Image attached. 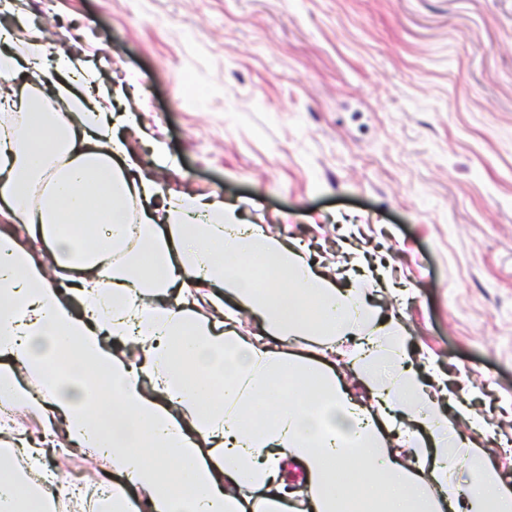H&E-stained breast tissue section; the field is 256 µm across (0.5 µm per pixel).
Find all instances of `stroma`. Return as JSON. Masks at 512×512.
<instances>
[{
	"mask_svg": "<svg viewBox=\"0 0 512 512\" xmlns=\"http://www.w3.org/2000/svg\"><path fill=\"white\" fill-rule=\"evenodd\" d=\"M0 26L93 63L164 190L385 272L512 479V0H0Z\"/></svg>",
	"mask_w": 512,
	"mask_h": 512,
	"instance_id": "1",
	"label": "stroma"
}]
</instances>
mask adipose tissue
I'll use <instances>...</instances> for the list:
<instances>
[{
  "label": "adipose tissue",
  "instance_id": "1",
  "mask_svg": "<svg viewBox=\"0 0 512 512\" xmlns=\"http://www.w3.org/2000/svg\"><path fill=\"white\" fill-rule=\"evenodd\" d=\"M43 53L36 31L0 52V407L45 419L44 439L12 441L31 476L0 468V512H54L39 461L58 438L118 476L98 512H287L291 494L306 512H348L354 494L367 512H512V487L451 429L450 393L412 366L405 325L370 303L373 274L340 287L222 201L128 179L95 72L63 52L42 71ZM245 312L260 332L238 331ZM298 336L322 359L290 353ZM335 352L370 404L325 363Z\"/></svg>",
  "mask_w": 512,
  "mask_h": 512
}]
</instances>
